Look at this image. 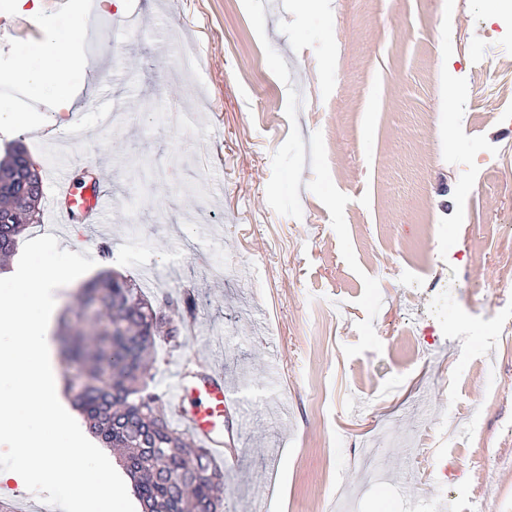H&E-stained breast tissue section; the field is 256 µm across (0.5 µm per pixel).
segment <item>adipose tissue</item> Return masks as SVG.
I'll return each instance as SVG.
<instances>
[{"label": "adipose tissue", "mask_w": 512, "mask_h": 512, "mask_svg": "<svg viewBox=\"0 0 512 512\" xmlns=\"http://www.w3.org/2000/svg\"><path fill=\"white\" fill-rule=\"evenodd\" d=\"M44 36L39 45V64L30 66L19 62L9 73L8 79L25 87L33 96L51 94L58 110L65 111L74 104L70 88L61 80L62 60L69 57L72 44L71 34L59 31L53 24H45Z\"/></svg>", "instance_id": "obj_1"}]
</instances>
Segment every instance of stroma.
Segmentation results:
<instances>
[{
    "label": "stroma",
    "mask_w": 512,
    "mask_h": 512,
    "mask_svg": "<svg viewBox=\"0 0 512 512\" xmlns=\"http://www.w3.org/2000/svg\"><path fill=\"white\" fill-rule=\"evenodd\" d=\"M43 0L107 65L96 113L29 100L44 196L104 170L100 223L39 220L144 285L181 261L196 315L158 341L247 410L224 422L219 512H512V17L493 0ZM132 18L134 33L108 23ZM0 0V72L42 38ZM82 121L86 135L47 124ZM112 250L100 261V244Z\"/></svg>",
    "instance_id": "35a3bbf8"
}]
</instances>
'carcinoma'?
<instances>
[{
  "instance_id": "carcinoma-1",
  "label": "carcinoma",
  "mask_w": 512,
  "mask_h": 512,
  "mask_svg": "<svg viewBox=\"0 0 512 512\" xmlns=\"http://www.w3.org/2000/svg\"><path fill=\"white\" fill-rule=\"evenodd\" d=\"M17 148L0 160V209L13 223H0V262L16 251L26 221L40 214V203L22 193L20 153ZM165 303L181 317L195 311L194 291L168 295ZM79 306L92 311L79 324L65 318L60 335L69 337L68 362L82 367L85 382L78 391L65 392L83 415L88 431L107 448L118 449L123 466L134 481L143 512H218L222 499L214 489L224 488V472L205 448L191 447L172 425L157 394L142 415L125 413L127 401L145 392L149 355L164 317L143 297L141 289L122 275L106 272L81 289ZM180 458L189 469L177 480L168 478L163 457Z\"/></svg>"
}]
</instances>
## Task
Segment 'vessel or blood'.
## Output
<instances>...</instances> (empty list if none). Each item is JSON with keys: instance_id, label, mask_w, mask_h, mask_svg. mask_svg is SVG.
<instances>
[{"instance_id": "1", "label": "vessel or blood", "mask_w": 512, "mask_h": 512, "mask_svg": "<svg viewBox=\"0 0 512 512\" xmlns=\"http://www.w3.org/2000/svg\"><path fill=\"white\" fill-rule=\"evenodd\" d=\"M110 201L104 181L95 182L87 194L77 191L69 177L61 176L54 182L52 205L59 223L72 224L79 219L97 223ZM237 407L224 386L223 371L200 375L176 372L170 410L184 431L209 449L214 460L224 457V417Z\"/></svg>"}]
</instances>
